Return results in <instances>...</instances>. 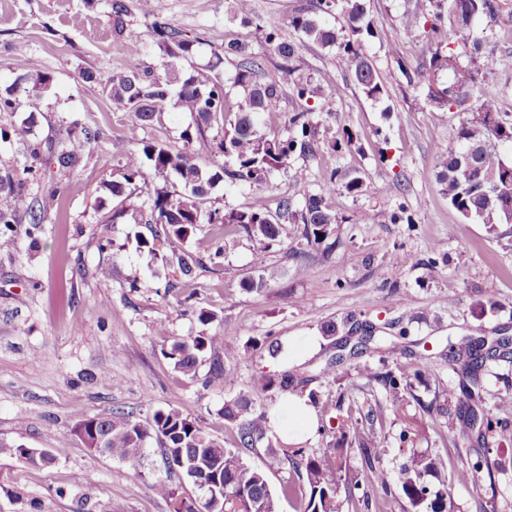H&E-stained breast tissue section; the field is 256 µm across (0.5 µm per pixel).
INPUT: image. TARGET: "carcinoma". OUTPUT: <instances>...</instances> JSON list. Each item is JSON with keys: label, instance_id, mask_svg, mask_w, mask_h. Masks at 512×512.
I'll use <instances>...</instances> for the list:
<instances>
[{"label": "carcinoma", "instance_id": "obj_1", "mask_svg": "<svg viewBox=\"0 0 512 512\" xmlns=\"http://www.w3.org/2000/svg\"><path fill=\"white\" fill-rule=\"evenodd\" d=\"M341 5L350 38L341 36L336 27L324 18L335 5ZM112 26L115 33L124 30L127 7L122 0L111 4ZM500 11L499 0H417L416 14L429 25L427 37L439 46L453 44L471 32V23L481 16L494 17ZM234 15L243 25L255 22L251 0H234ZM296 39L282 36L276 23L267 25L266 49L277 55L282 63L272 71L266 70L253 53L237 41L224 44L223 51L213 52L209 70H216L225 59H237L232 86L244 90L245 96L236 108L229 105V90L219 75L209 76L198 71H187L178 60L193 54L195 42L182 38L178 29L167 22L155 20L149 29L153 42L170 57L164 72L155 74L140 68L137 58H132L126 70L106 81L104 90L116 112L131 114V126L126 139L129 147L122 157L119 178L103 184V191L119 198L128 191L147 186L144 161L151 162L158 174L172 175L182 185L181 192H155L149 197L150 216L146 221L150 237H136L137 247L165 265H175L184 277H191L196 260L180 246L200 224H208L213 232L214 251L210 256L216 266L222 265L226 251L236 245L240 233L260 241H275L280 235L281 224L303 225V236L309 243L321 245L328 238L329 227L336 223L326 193L335 189L336 170L323 173L325 192L309 195L298 208L288 200L273 215L261 204H251L240 209H210L206 207L209 190L222 181H245L262 187L269 176L287 166L288 159L298 150L310 148L312 124L310 113L327 111L328 100L323 87L310 77L293 76L290 63L296 53L297 43L313 42L323 48L335 49L348 60L354 77L367 98L378 101L385 95V86L366 55L363 36L389 43L395 39L416 38V26L402 29H384L369 16L364 0H319V3L297 10L288 19ZM431 67L444 68L454 75L440 96L433 100L448 108L466 110L467 95L456 92L465 78L458 77L455 57L435 52ZM53 78L49 74L31 76L22 73L13 85L0 89V114L10 116L25 112L18 122L0 125L1 141H17L29 149L33 160H39L42 149L30 145V136L37 126V110L27 104L31 96L47 90ZM289 87L292 96L308 104L288 119L285 132L272 137L261 132L262 116L278 110ZM194 116L195 126L182 131L183 147L172 149L158 142L139 139L140 126L154 120L167 106ZM234 113L231 129L207 138L212 124L224 120V114ZM97 133L83 127L72 136L69 145L61 150L47 147L52 163L56 166L57 179L42 187L36 205L29 208L32 229L39 230L45 213L54 208L62 194V180L81 161ZM457 138L461 148L450 151L442 162L439 180L444 185L449 204L463 217L473 218L492 232L499 224L512 223V178L505 179L504 171L512 164L501 158V148L512 142V116L500 110L497 97L489 92L481 94L480 103L472 117L458 128ZM211 140L207 155L193 148L199 140ZM478 144L477 153L465 160L463 153L470 144ZM224 157V164L214 157ZM41 168L31 164L22 172L6 171L0 174V224L5 228L18 222V209L22 196L33 182L42 180ZM478 343L470 341L453 346L448 351V363L459 377L458 386L448 387V399L466 407L465 424L478 430L477 440L482 448L474 450V457L450 463L445 467L441 458L429 453L410 451L400 469L401 490L411 512H452L448 503V483L466 480L478 484L484 476L504 471L512 466V456L507 457L501 448L489 446L488 439L503 434L509 426L506 418L492 412H479L482 402L481 373L486 361L495 354H481ZM224 351V362L238 363L246 359L247 352L224 342V337L214 333L174 340L166 352L176 371L186 377H197L207 352ZM434 360L428 356L415 357L412 371L378 372L364 368L367 378L378 382L386 397L396 409L408 403L413 382H422L435 375ZM308 385V379L293 370L265 373L252 382L256 394L294 390ZM224 420L236 427L235 445L221 444L206 432L187 407L160 409L152 421L143 424L123 410L97 418H83L76 427L84 428L89 437H98L102 453L118 456L130 470L139 473L144 468V453L140 448L153 439L161 449L167 478L153 485L155 492L168 501L169 512H279V497L298 499L302 512H341L336 502L337 485L342 471L339 458L328 460L321 456H307L305 450L293 444L279 442L267 446L264 467L249 466L238 452L252 448L265 437L269 418L252 399L239 396L224 403ZM342 426L352 433L354 443L363 454L366 482L354 481V491L348 496L353 509L375 506L383 510L385 496L390 491V472L381 464V438L383 418L369 413L364 418L353 417L347 410ZM305 471V484L293 480L284 483L280 495L272 493L267 472L285 464ZM192 482L202 491L213 484L203 506L183 498L176 484Z\"/></svg>", "mask_w": 512, "mask_h": 512}]
</instances>
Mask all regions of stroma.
<instances>
[{
  "label": "stroma",
  "instance_id": "35a3bbf8",
  "mask_svg": "<svg viewBox=\"0 0 512 512\" xmlns=\"http://www.w3.org/2000/svg\"><path fill=\"white\" fill-rule=\"evenodd\" d=\"M124 2L125 28L117 34L112 0H0V88L23 71L53 77L37 100L38 141L61 146L75 119L98 133L39 231L29 226L28 210L39 194L33 187L13 231L0 234V443L45 448L54 457L52 464L33 467L0 452V512H169L153 490L166 476L155 442L147 443L146 466L137 474L120 459L85 447L74 432L77 421L123 409L146 423L157 410L187 403L207 432L231 442L236 431L222 415L225 401L249 394L257 373L291 367L305 371L319 395L317 430L301 442L307 455L346 450L339 502H346L352 479L364 470L360 450L340 427L337 404L382 416V464L390 473H398L414 449L444 460L469 454L476 436L461 432L457 407L448 401L455 375L443 356L449 343L467 337L512 338V223L491 234L448 203L438 174L444 152L458 146L464 114L429 98V88L447 84L448 74L431 68L425 43L366 41L386 88L378 102L366 98L337 51L300 45L294 67L324 88L332 107L313 114L310 151L295 154L263 188L218 184L207 205L229 210L258 201L275 213L284 200L297 204L320 193L324 169H336V189L327 197L337 218L328 236L332 247L309 246L296 225L286 224L272 245L241 237L217 267L210 261L211 227L202 224L183 244L199 262L186 280L174 270H156L135 240L149 194L179 190L174 178L152 173L145 191L106 198L108 207H124L127 215L119 224L102 221L98 199L122 164L131 117L113 110L100 81L124 71L133 49L142 69L163 70L168 58L148 32L153 17L197 40L184 69L207 72L213 51L230 40L244 43L265 69L279 59L267 54L262 30L234 20L232 0H152L149 18L139 0ZM500 2L497 19L473 25L482 42L479 55L460 43L450 50L473 76L464 87L470 105L486 91L512 113V0ZM402 61L428 70V78L407 83ZM89 72L94 80H86ZM193 121L191 113L171 108L141 127L139 136L179 147ZM354 177L363 181L357 193L345 188ZM402 207L409 221H347L359 210ZM105 239L113 245L103 250ZM301 264L303 276L295 272ZM103 265L111 266V279L98 276ZM262 274L265 291L243 288V281ZM136 277L141 288H130ZM201 308L213 313L210 323L197 320ZM349 319L372 325L375 340L361 356L326 369L331 340L322 328L336 322L342 337ZM204 332L250 349L245 361L225 364L221 386L208 390L175 371L165 355L173 338ZM267 336L283 344L280 355L253 348ZM424 350L440 364L435 376L415 386L418 400L406 411L420 432L403 443L399 414L362 368H408L412 353ZM425 403L430 411H422ZM448 496L454 512H512V468L475 488L451 485Z\"/></svg>",
  "mask_w": 512,
  "mask_h": 512
}]
</instances>
